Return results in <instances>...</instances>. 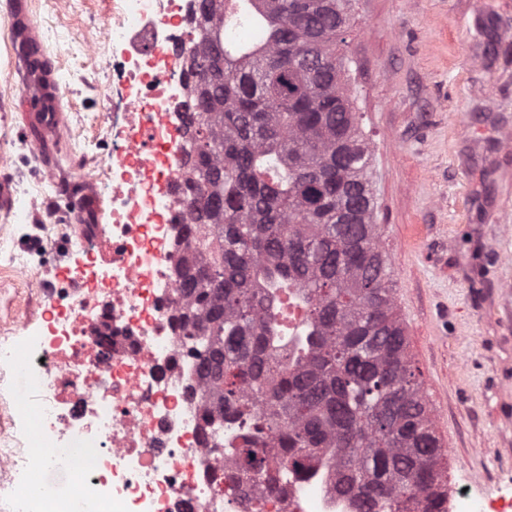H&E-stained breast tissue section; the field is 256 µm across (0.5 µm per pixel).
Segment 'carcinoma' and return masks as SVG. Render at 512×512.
Returning <instances> with one entry per match:
<instances>
[{
  "label": "carcinoma",
  "instance_id": "1",
  "mask_svg": "<svg viewBox=\"0 0 512 512\" xmlns=\"http://www.w3.org/2000/svg\"><path fill=\"white\" fill-rule=\"evenodd\" d=\"M356 0H203L173 275L209 402L238 423L239 480L319 470L352 512H448L445 451L407 352L343 46ZM246 18L254 42H224Z\"/></svg>",
  "mask_w": 512,
  "mask_h": 512
}]
</instances>
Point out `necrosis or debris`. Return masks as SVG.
<instances>
[{
    "mask_svg": "<svg viewBox=\"0 0 512 512\" xmlns=\"http://www.w3.org/2000/svg\"><path fill=\"white\" fill-rule=\"evenodd\" d=\"M194 0H112V161L90 170V193L109 202L112 256L74 235L72 297L48 298L43 324H16L0 365L26 387L0 428V512H348L321 474L239 485L224 451L238 446L232 417L206 421L195 360L173 328V260L184 241L179 169L186 146L187 80L172 61ZM72 455L68 496L34 499L53 449Z\"/></svg>",
    "mask_w": 512,
    "mask_h": 512,
    "instance_id": "obj_1",
    "label": "necrosis or debris"
}]
</instances>
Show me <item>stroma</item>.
<instances>
[{
  "label": "stroma",
  "mask_w": 512,
  "mask_h": 512,
  "mask_svg": "<svg viewBox=\"0 0 512 512\" xmlns=\"http://www.w3.org/2000/svg\"><path fill=\"white\" fill-rule=\"evenodd\" d=\"M62 92L54 144L28 154L30 105L15 39L0 38V140L54 205L28 223L0 211V253L27 261L40 291L0 269V338L40 321L69 291L75 200L65 187L111 156L97 118L106 78L82 53L112 0H25ZM349 91L372 150L375 221L396 281L411 365L447 453L449 494L512 497V0H357Z\"/></svg>",
  "instance_id": "1"
}]
</instances>
